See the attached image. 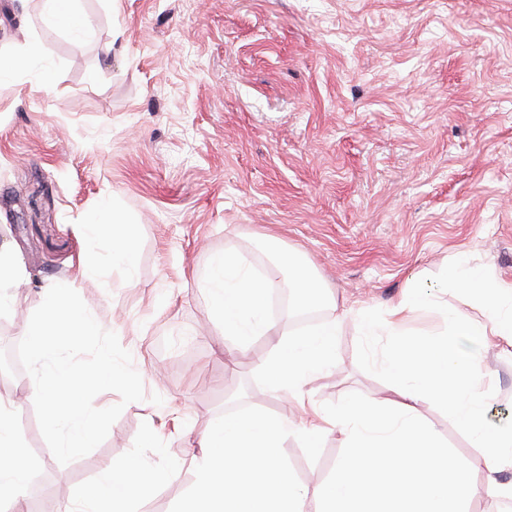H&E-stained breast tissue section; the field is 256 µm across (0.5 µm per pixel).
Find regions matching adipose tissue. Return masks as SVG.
<instances>
[{"label":"adipose tissue","mask_w":512,"mask_h":512,"mask_svg":"<svg viewBox=\"0 0 512 512\" xmlns=\"http://www.w3.org/2000/svg\"><path fill=\"white\" fill-rule=\"evenodd\" d=\"M41 14L72 35L92 33L79 0H42ZM280 262L289 269L288 286L297 304L333 312L323 327L280 333L257 364L272 392L296 395L305 381L330 366L331 338L354 311L337 308L300 254L281 256ZM27 278L16 252L0 246V313L16 304V287ZM444 279L447 286L466 291L482 310L483 323L474 329L450 313V329L440 336H406L400 326L404 314L433 303L414 282L382 322L361 319L364 335L381 330L392 339L383 370L397 399L385 409L347 402L334 414H321L320 433L339 432L346 449L318 495L315 512H466V504L481 488L492 497L512 500V482L499 479L501 472L512 470V427L488 429L489 392L481 361L456 344L458 336L474 332L486 346L512 345V283L472 266L463 252L449 264ZM278 287L275 276L256 273L242 254L212 258L207 291L221 314L225 357L275 330L267 305ZM421 399L441 403L480 448V457L460 463L416 413L414 404ZM18 413L15 402L0 396V512H24L36 467L26 455ZM291 435L301 436L308 445L313 442L312 434L300 433L288 418L260 407L225 412L197 440L199 451L191 457L195 481L185 512H308L309 490L296 480L282 455ZM477 472L484 477L483 485L474 481ZM176 476V470L156 468L136 455L103 468L91 485L70 490L66 512H138L141 500Z\"/></svg>","instance_id":"obj_1"}]
</instances>
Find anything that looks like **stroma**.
I'll list each match as a JSON object with an SVG mask.
<instances>
[{"label":"stroma","instance_id":"stroma-1","mask_svg":"<svg viewBox=\"0 0 512 512\" xmlns=\"http://www.w3.org/2000/svg\"><path fill=\"white\" fill-rule=\"evenodd\" d=\"M90 37L45 23L30 0L28 35L14 0H0V63L36 40L56 73L38 67L0 84V243L32 280L0 330L22 339L42 288L72 278L86 254L77 226L108 196L135 214L144 244L135 282L82 283L87 308L117 334L146 400L124 406L91 453L59 464L45 442L27 375L12 392L20 427L46 461V481L75 489L100 468L138 455L179 473L139 512H178L193 486L192 436L232 409L229 395L313 427L345 401L382 404L386 334L336 328L333 361L304 401L269 391L255 366L272 348L257 337L232 367L224 327L205 291L214 255H246L260 272L275 258L264 235L300 252L338 305L383 320L408 282L434 305L405 334L444 333V311L482 323L443 289L452 257L512 282V0H80ZM478 353L490 393L489 429L512 425V346ZM160 395L162 404L151 402ZM462 462L479 451L440 404H416ZM179 412L185 433L168 426ZM158 432L146 439V428ZM309 490L344 452L340 433L283 445Z\"/></svg>","mask_w":512,"mask_h":512}]
</instances>
